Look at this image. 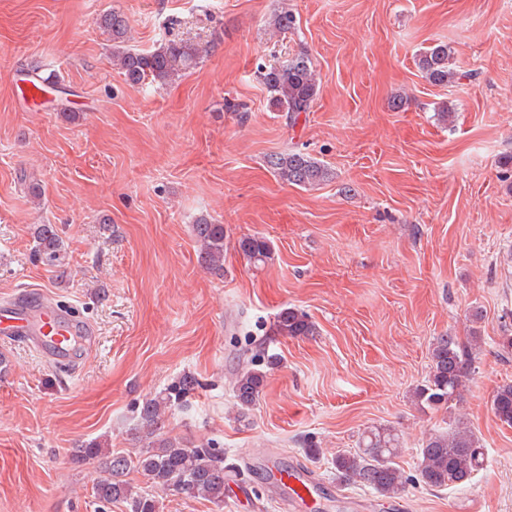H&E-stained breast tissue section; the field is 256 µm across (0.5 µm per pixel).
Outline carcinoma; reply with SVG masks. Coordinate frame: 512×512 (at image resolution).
Returning <instances> with one entry per match:
<instances>
[{
	"mask_svg": "<svg viewBox=\"0 0 512 512\" xmlns=\"http://www.w3.org/2000/svg\"><path fill=\"white\" fill-rule=\"evenodd\" d=\"M280 33L296 29V18L288 11L272 19ZM101 25L111 36L113 57L121 74L133 83L146 80L161 86L197 65L207 49L182 39H170L150 52L140 53L127 46V19L119 12L103 14ZM422 77L433 85L459 84L472 77L455 64L448 45L436 42L428 46L418 59ZM258 77L271 94L273 105L296 121L310 111L318 95L312 58L306 47L299 46L288 62L279 66H258ZM267 165L281 181L313 188L330 179V170L301 151L274 153ZM198 243L197 261L209 273L224 276V225L202 217L193 224ZM36 253L55 267L59 276L68 274V262L63 240L54 224H40L35 231ZM239 250L253 264L271 259V246L263 236H248L238 241ZM315 323L310 317L288 307L279 312L274 324L277 336H314ZM479 337L461 340L456 336H441L430 353L428 375L415 387L412 397L416 404L431 409H448L449 403L461 396L473 362V349ZM271 364L265 351L254 354L247 365L236 371L232 380L235 404L246 413L259 400L266 382L263 364ZM199 387L197 379L185 374L138 408V429L144 434L145 446L131 456L114 453L97 441H89L76 449L73 461L92 462L106 473L92 487L93 497L102 505H126L127 512H158L156 496L134 487L127 475L137 471L147 478L152 488L165 494L203 499L215 505L224 504L228 466L224 465V449L210 444L193 445L182 438L165 436V418ZM491 410L498 420L512 427V383L496 388ZM401 443L396 430L378 425L364 431L357 448L336 454L332 458L338 484H355L372 493L391 498L408 483H418L430 489L449 486L463 487L482 464L484 452L474 432L461 422L448 429L429 434L417 453L415 474L408 475L397 459Z\"/></svg>",
	"mask_w": 512,
	"mask_h": 512,
	"instance_id": "obj_1",
	"label": "carcinoma"
}]
</instances>
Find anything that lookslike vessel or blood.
I'll list each match as a JSON object with an SVG mask.
<instances>
[{"label": "vessel or blood", "instance_id": "b4317fda", "mask_svg": "<svg viewBox=\"0 0 512 512\" xmlns=\"http://www.w3.org/2000/svg\"><path fill=\"white\" fill-rule=\"evenodd\" d=\"M88 336L89 328L78 316L42 296L24 294L0 308V340L23 341L59 367L77 359ZM264 463L274 474L276 495L301 500L317 493L316 482L305 470L281 468L273 455Z\"/></svg>", "mask_w": 512, "mask_h": 512}]
</instances>
